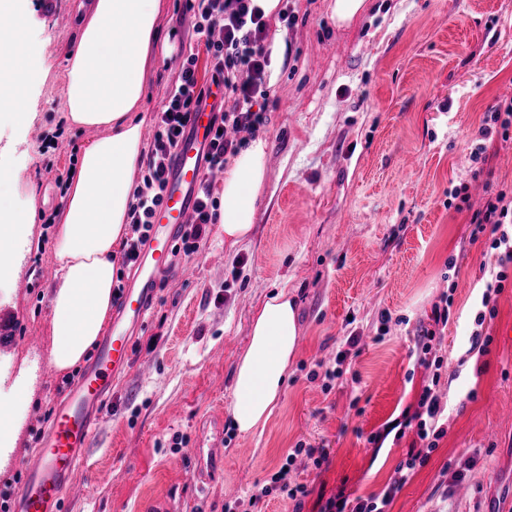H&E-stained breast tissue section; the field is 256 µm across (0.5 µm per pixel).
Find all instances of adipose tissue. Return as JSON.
Listing matches in <instances>:
<instances>
[{
    "label": "adipose tissue",
    "instance_id": "1",
    "mask_svg": "<svg viewBox=\"0 0 512 512\" xmlns=\"http://www.w3.org/2000/svg\"><path fill=\"white\" fill-rule=\"evenodd\" d=\"M22 0H0V112L29 126L37 118L34 83L52 69L27 50ZM164 0H93L76 47L65 59L69 120L103 129L86 142L71 172L58 218V270L51 295L52 368L66 372L84 358L112 311L113 256L128 233L127 214L138 184L146 77L154 65ZM268 167L267 143L257 138L224 174L218 222L234 247L251 234ZM299 339L296 302L287 292L267 299L251 319L249 344L234 371L231 419L238 433L266 425L280 397Z\"/></svg>",
    "mask_w": 512,
    "mask_h": 512
}]
</instances>
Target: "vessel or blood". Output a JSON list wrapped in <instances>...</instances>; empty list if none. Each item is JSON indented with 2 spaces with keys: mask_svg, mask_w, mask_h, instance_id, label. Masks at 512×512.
<instances>
[{
  "mask_svg": "<svg viewBox=\"0 0 512 512\" xmlns=\"http://www.w3.org/2000/svg\"><path fill=\"white\" fill-rule=\"evenodd\" d=\"M209 120V112L193 113L189 135L174 149L163 201L152 218L136 272L115 304L111 331L70 386L38 448L23 461V482L12 499V512H64L66 488L89 479L84 450L108 409L112 382L129 360L133 334L146 322L155 288L171 269L173 243L194 216L197 189L205 174ZM222 446L217 437L200 442L198 462L189 471V480L197 490H205L218 464L223 463Z\"/></svg>",
  "mask_w": 512,
  "mask_h": 512,
  "instance_id": "vessel-or-blood-1",
  "label": "vessel or blood"
}]
</instances>
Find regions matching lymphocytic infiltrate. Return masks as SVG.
Segmentation results:
<instances>
[{"label":"lymphocytic infiltrate","instance_id":"lymphocytic-infiltrate-1","mask_svg":"<svg viewBox=\"0 0 512 512\" xmlns=\"http://www.w3.org/2000/svg\"><path fill=\"white\" fill-rule=\"evenodd\" d=\"M187 9L192 14L197 48L184 58L178 79L155 117L153 140L131 205L130 235L122 248V263L126 266L136 263L153 213L162 202L167 161L185 134L191 112L198 110L205 96L198 83V69H206L211 82L223 85L225 96L234 101L230 109L215 119L216 127L205 157L207 170L223 169L228 157L241 148L242 142L235 139V132L256 133L267 120L260 102L269 96L264 76L270 54L265 45L267 24L261 10L253 7L252 0H187ZM486 193L483 208L473 213L471 222L475 233L490 234L491 247L497 252L496 263L490 267L485 283L487 292L497 293L512 279V192L504 187H490ZM216 219L213 183L205 178L200 184L194 220L180 234L184 255L198 253L208 224ZM443 412L436 384L425 385L417 410L399 423L403 429L415 428L421 446L408 452L392 482L380 494L368 498L351 499L336 494L321 504L320 512H387L410 471L427 461L444 436ZM299 455L313 458L318 465L327 458L325 449L299 445L288 453L287 465ZM287 465L272 476L270 485L250 496V504H257L274 491L286 493L295 501L307 496L305 486H288Z\"/></svg>","mask_w":512,"mask_h":512}]
</instances>
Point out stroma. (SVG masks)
<instances>
[{"label":"stroma","instance_id":"obj_1","mask_svg":"<svg viewBox=\"0 0 512 512\" xmlns=\"http://www.w3.org/2000/svg\"><path fill=\"white\" fill-rule=\"evenodd\" d=\"M165 2L164 39L143 99L149 120L192 35L185 0ZM333 3L288 0L292 27L268 17L284 52L260 133L268 174L253 233L230 249L216 223L197 254L174 259L85 451L93 478L67 489L66 512H152L157 504L164 512H246L301 442L328 452L322 465L300 457L288 472L289 485H305L307 496L297 506L273 494L260 512H319L320 500L339 492L380 493L418 437L409 429L380 447L368 438L413 414L435 375L416 362L417 331L444 297L450 318L434 353L444 360L436 375L446 433L388 512H498L512 504V288L492 298L494 318L476 326L482 268L495 262L489 237L471 235L486 192L471 189L469 208L448 205L449 190L480 167L471 155L480 143L489 180L512 186V142L480 132L485 112L512 86V0H367L348 26L337 24ZM25 6L27 42L55 69L32 90L34 124L0 125V165L22 171L20 181L0 186V197L33 202L37 212L15 279L0 283V312L13 329L0 352V385L10 386L25 365L37 378L0 488L16 483L78 376L48 363L57 228L43 218L61 204L58 176L70 174L83 142L99 134L69 124L57 74L90 0H58L52 16L40 0ZM52 133L58 149L48 170L38 146ZM283 290L299 308L297 352L266 426L243 436L229 413L234 369L254 311ZM478 330L492 338L484 355L470 350ZM351 336L359 351L348 355L343 376L310 379ZM217 433L224 472L200 494L184 471L198 438Z\"/></svg>","mask_w":512,"mask_h":512}]
</instances>
